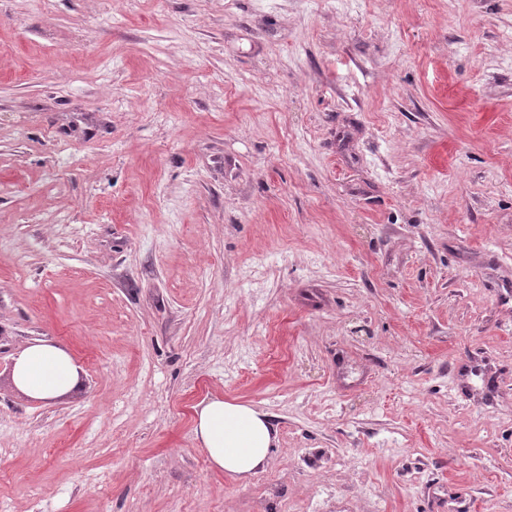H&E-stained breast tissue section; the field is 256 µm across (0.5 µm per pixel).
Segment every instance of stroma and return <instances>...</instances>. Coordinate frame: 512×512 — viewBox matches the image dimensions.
I'll return each mask as SVG.
<instances>
[{
	"instance_id": "1",
	"label": "stroma",
	"mask_w": 512,
	"mask_h": 512,
	"mask_svg": "<svg viewBox=\"0 0 512 512\" xmlns=\"http://www.w3.org/2000/svg\"><path fill=\"white\" fill-rule=\"evenodd\" d=\"M0 512H512V0H0ZM12 380L17 388L40 399H54L76 387L79 367L63 348L31 343L14 358ZM197 415L195 433L213 468L247 478L269 464L277 432L267 413L247 404L211 399Z\"/></svg>"
}]
</instances>
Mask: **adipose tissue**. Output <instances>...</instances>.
Returning <instances> with one entry per match:
<instances>
[{"instance_id":"adipose-tissue-1","label":"adipose tissue","mask_w":512,"mask_h":512,"mask_svg":"<svg viewBox=\"0 0 512 512\" xmlns=\"http://www.w3.org/2000/svg\"><path fill=\"white\" fill-rule=\"evenodd\" d=\"M17 388L40 399H54L74 389L79 367L63 348L47 342L24 347L12 365ZM195 433L213 468L247 478L269 464L277 432L267 413L243 403L212 399L198 412Z\"/></svg>"}]
</instances>
